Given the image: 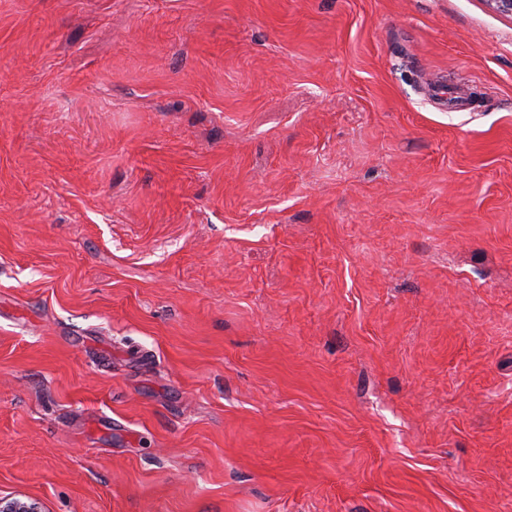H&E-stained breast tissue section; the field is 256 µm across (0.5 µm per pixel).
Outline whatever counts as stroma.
<instances>
[{
    "instance_id": "35a3bbf8",
    "label": "stroma",
    "mask_w": 512,
    "mask_h": 512,
    "mask_svg": "<svg viewBox=\"0 0 512 512\" xmlns=\"http://www.w3.org/2000/svg\"><path fill=\"white\" fill-rule=\"evenodd\" d=\"M0 496L512 512V18L0 0Z\"/></svg>"
}]
</instances>
